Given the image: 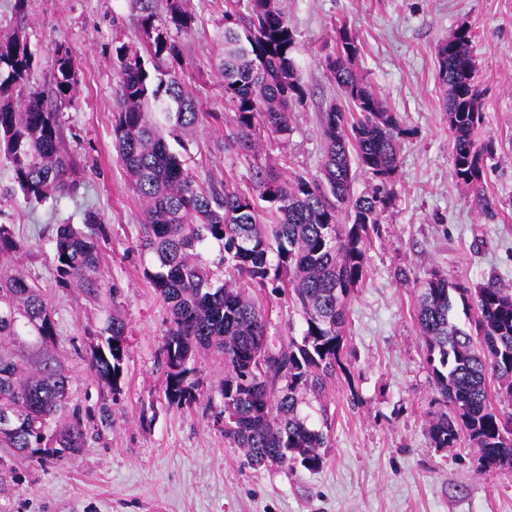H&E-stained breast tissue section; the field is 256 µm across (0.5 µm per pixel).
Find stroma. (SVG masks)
Returning a JSON list of instances; mask_svg holds the SVG:
<instances>
[{"mask_svg": "<svg viewBox=\"0 0 512 512\" xmlns=\"http://www.w3.org/2000/svg\"><path fill=\"white\" fill-rule=\"evenodd\" d=\"M246 3L183 2L194 23L177 36L180 75L201 110L219 115L186 143L200 185L230 181L251 191L259 160L290 178L318 173L320 116L344 102L324 66L342 23L359 40L358 70L405 130L393 199L349 301L345 369L327 384L326 412L302 409L312 427L330 425L324 464L316 471L248 466L214 423L224 408V363L209 353L194 361L197 402L177 406L166 397L168 311L142 274L151 257L136 247L141 204L113 147V57L116 47L143 46L144 8L165 15L167 0H28L21 22L14 0H0V31L22 28L37 52L32 86L50 85L52 46H68L76 59V92L52 109L65 149L82 168L75 195L32 205L10 196L13 174L0 162V224L12 228L16 267L40 285L56 329L52 339L27 336L13 350L31 368L62 369L70 405L92 411L101 392L83 357L100 344L113 315L128 332L111 425L89 420L83 451L53 463L0 448V512H512V468L483 469L478 449L465 440L451 451L431 443L429 423L441 406L415 319L416 282L434 269L473 286L492 278L512 289V0H283L307 96L291 114L288 139H265L256 159L224 147L234 120L219 68L224 12ZM462 25L473 34L484 113L475 138L493 148L482 181L495 203L491 217L452 176L435 52ZM90 209L104 218L103 285L118 290L100 301L56 282L55 227L81 226ZM258 299L271 344L301 335L300 311L274 295Z\"/></svg>", "mask_w": 512, "mask_h": 512, "instance_id": "1", "label": "stroma"}]
</instances>
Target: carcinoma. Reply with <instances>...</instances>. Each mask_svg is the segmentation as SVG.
Masks as SVG:
<instances>
[{"instance_id":"1","label":"carcinoma","mask_w":512,"mask_h":512,"mask_svg":"<svg viewBox=\"0 0 512 512\" xmlns=\"http://www.w3.org/2000/svg\"><path fill=\"white\" fill-rule=\"evenodd\" d=\"M193 17L181 0H167L166 15L144 14L141 27L154 32L144 51L116 49L114 146L133 191L143 202L139 246L151 254L144 277L168 309L162 347L166 396L172 403L196 402L189 362L202 349L224 359V409L215 423L243 450L254 467L301 465L316 471L324 463L327 434L301 414L307 397L320 398L324 380L345 370L341 361L348 301L366 275L369 231L391 203L398 168L401 122L371 89L355 62L358 38L336 29V52L325 68L348 101L322 117L324 142L319 173L282 177L267 167L253 173V192L227 183L200 186L172 137L183 145L204 113L184 89L176 67L179 42L160 33L186 32ZM473 34L459 27L437 47L438 78L452 140V173L474 193L477 207L493 215L481 186L488 144L475 131L483 121L474 84ZM295 32L280 0H247V13H224V100L234 112L224 148L251 153L261 133L288 137L290 111L302 102L294 52ZM53 80L38 91L29 86L36 64L21 30L0 35V159L13 173L25 202L42 203L79 188L74 159L62 147L58 113L50 98L71 97L78 83L76 62L61 46L51 55ZM372 181L353 192L356 174ZM103 216L84 214L83 228L59 224L53 237L57 282L99 298L98 241ZM222 244L220 263L232 279L221 283L200 251ZM10 227L0 224V258L17 252ZM417 323L427 364L445 411L429 425L436 448H455L466 437L478 448L483 467L512 465V413L495 407L487 381L495 379L512 398V290L493 279L471 287L438 271L418 281ZM289 296L305 328L298 339L273 350L262 345L266 316L249 289ZM473 308L474 330L452 317L456 300ZM28 328L47 339L56 335L38 287L20 273L0 272V343L16 342ZM105 347L85 360L108 390L98 407L100 423L112 422V404L127 348V327L112 316ZM68 377L52 368L33 377L11 353L0 349V448L40 461L61 460L86 445L85 418L67 410Z\"/></svg>"}]
</instances>
